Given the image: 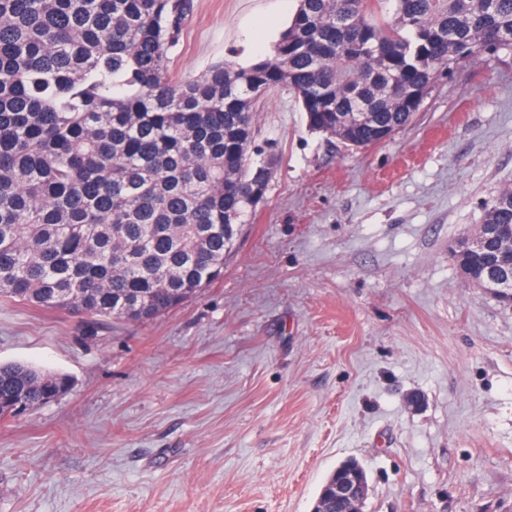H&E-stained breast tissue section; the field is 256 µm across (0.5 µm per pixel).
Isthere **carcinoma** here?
Instances as JSON below:
<instances>
[{"label":"carcinoma","mask_w":512,"mask_h":512,"mask_svg":"<svg viewBox=\"0 0 512 512\" xmlns=\"http://www.w3.org/2000/svg\"><path fill=\"white\" fill-rule=\"evenodd\" d=\"M298 0L269 58L175 81L192 0H0V300L150 320L213 280L253 186L260 94L364 148L409 125L468 58L512 51V0ZM351 112L367 117L346 124ZM483 223L512 224V187ZM48 374L0 365V400L45 404Z\"/></svg>","instance_id":"carcinoma-1"}]
</instances>
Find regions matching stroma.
Returning a JSON list of instances; mask_svg holds the SVG:
<instances>
[{"label": "stroma", "mask_w": 512, "mask_h": 512, "mask_svg": "<svg viewBox=\"0 0 512 512\" xmlns=\"http://www.w3.org/2000/svg\"><path fill=\"white\" fill-rule=\"evenodd\" d=\"M296 8L194 0L171 75L267 57ZM255 109L275 164L217 279L144 323L0 302V364L71 381L0 424V512H312L350 459L363 512H512V307L453 256L512 185V53L366 148L287 88Z\"/></svg>", "instance_id": "obj_1"}]
</instances>
